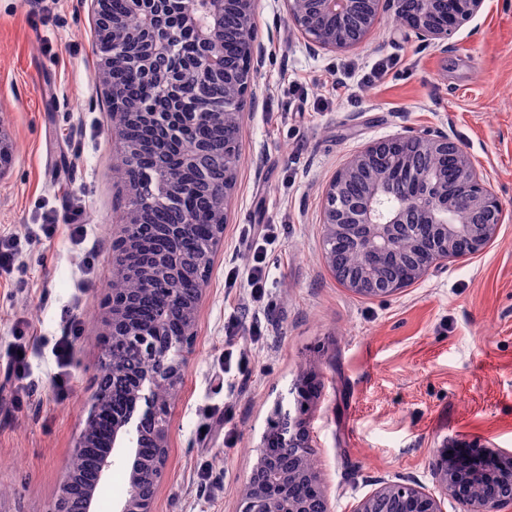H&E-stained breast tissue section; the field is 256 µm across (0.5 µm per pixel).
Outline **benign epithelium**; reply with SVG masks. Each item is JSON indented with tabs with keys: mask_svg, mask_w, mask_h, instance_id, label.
Returning <instances> with one entry per match:
<instances>
[{
	"mask_svg": "<svg viewBox=\"0 0 512 512\" xmlns=\"http://www.w3.org/2000/svg\"><path fill=\"white\" fill-rule=\"evenodd\" d=\"M165 0H127L128 9L144 18L136 31H127L112 15L110 0H91L96 16L97 40L112 45V53L103 58L104 69H118L154 83L162 95L193 101L185 112H157L146 102L141 111L129 115L127 122L112 128L123 143L122 164L129 191V210L121 234L114 242L112 261L114 277L124 275L128 267L141 266L142 289L164 288L169 307L180 310L196 322L198 305L205 281L198 283L193 304L184 302L180 291L186 272L178 244L189 238L195 224L185 212L189 193L199 187H216L229 197L235 184L238 164L237 146L226 145L221 155L211 153L208 143L193 140L183 151V162L196 172L195 185L173 188L159 187L169 171L140 162L138 148L131 139L129 124L145 117L161 127L170 141L185 142L187 132L201 122L222 127L240 117L241 99L257 95L254 76L264 61L266 47L258 40L256 25L257 0H184L177 25L158 21ZM287 20L301 33L313 52L336 51L364 43L378 20L381 0H282ZM395 11L405 17L406 28L442 49H448V36L473 18L483 0H389ZM232 11L240 23L239 49L243 63L235 65L224 53V13ZM192 34L196 54L183 59L180 34ZM224 85L235 90L233 107L223 112L211 111L202 97L204 82L215 75ZM403 136L373 141L337 172L326 189L324 210L325 257L336 251V240L344 238L365 263L343 279L353 292L367 298H385L400 292L407 279H417L433 264L450 257L462 258L483 250L494 238L503 221V205L487 188L484 180L471 167L465 150L442 135H414V140L432 144L441 160L437 166L398 163L400 182L389 183L379 171L392 164L395 147ZM12 145L0 131V177L10 167ZM361 180L366 192L349 193L348 185ZM148 207H159L185 213L181 224L146 227L139 223V213ZM465 211L479 214L483 221L459 224L455 217ZM224 233V212L216 213L212 238L200 246L196 263L208 268ZM410 240L407 252L393 249L396 242ZM135 295L129 291L109 290V317L104 335L100 366L109 371L97 377L98 385L88 402L85 420L74 455L86 448L103 446L107 451L94 456L87 464V485L82 493V512H97V488L112 476L116 464L126 471L129 490L114 512H154L158 481L167 463L169 430L167 420L158 417L160 393L173 399L182 379V355L192 337L170 331L169 317L162 314L149 320L130 318ZM131 350L151 366H129L112 359L115 346ZM124 381L130 402L119 410L112 409L108 389L112 380ZM109 414L110 430L106 438L99 436L100 416ZM270 423L286 446L298 449L292 466L283 470L277 454L264 441L257 449L255 468L264 470L257 482L249 478L245 485L242 512H311L309 501L291 494L295 482L313 488L321 502L320 512H330L329 501L319 472L308 465L313 445L306 422L277 405ZM150 441L158 449L156 459L146 461L141 445ZM497 466L491 471L474 472L463 481L458 466L446 457L437 459L432 468L436 487L442 495L450 494L463 506L464 512H512V453L496 456ZM72 467L60 488L53 512H67L71 490ZM410 499L413 512H444L442 501L415 480L383 483L371 495L359 501L353 512H378V504L395 494Z\"/></svg>",
	"mask_w": 512,
	"mask_h": 512,
	"instance_id": "7a95c632",
	"label": "benign epithelium"
}]
</instances>
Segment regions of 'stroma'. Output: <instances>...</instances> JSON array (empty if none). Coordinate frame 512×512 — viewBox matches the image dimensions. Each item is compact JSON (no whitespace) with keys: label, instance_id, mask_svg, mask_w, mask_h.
Returning a JSON list of instances; mask_svg holds the SVG:
<instances>
[{"label":"stroma","instance_id":"obj_1","mask_svg":"<svg viewBox=\"0 0 512 512\" xmlns=\"http://www.w3.org/2000/svg\"><path fill=\"white\" fill-rule=\"evenodd\" d=\"M257 24L267 59L241 116L155 512H239L275 403L295 409L308 376L332 512L402 477L434 490L445 449L512 452V0H484L444 52L387 2L368 40L342 51L310 54L279 0H259ZM381 59L395 65L379 83L337 87V71L354 85ZM98 64L89 0H0V127L14 143L0 179V512H51L96 387L127 209ZM428 130L466 150L504 221L481 252L360 296L327 266L324 190L364 145ZM256 224L281 227L259 302L225 285Z\"/></svg>","mask_w":512,"mask_h":512}]
</instances>
